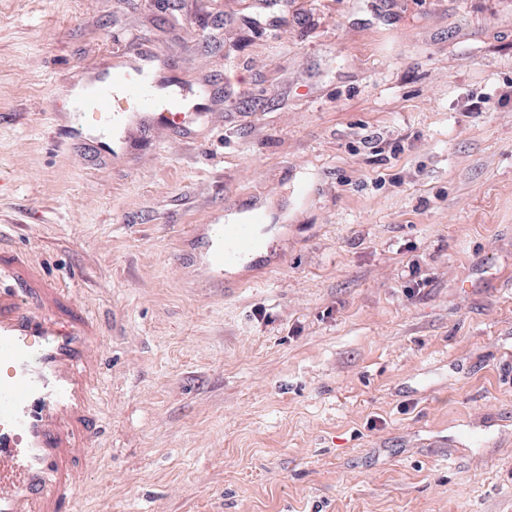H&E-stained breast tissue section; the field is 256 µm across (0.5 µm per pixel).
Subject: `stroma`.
<instances>
[{
    "label": "stroma",
    "mask_w": 512,
    "mask_h": 512,
    "mask_svg": "<svg viewBox=\"0 0 512 512\" xmlns=\"http://www.w3.org/2000/svg\"><path fill=\"white\" fill-rule=\"evenodd\" d=\"M145 48L212 93L124 159ZM0 258L97 325L70 512H512V0H0ZM87 89L82 113L104 137L124 121L130 126L139 125V116L163 128L176 129L188 107L186 99L178 95L168 96L160 105L156 86L140 64H114L108 76L90 80ZM123 102L136 112H117ZM262 219L260 213H255L250 224L210 225V251L203 263L219 288L224 284V269H232L244 259L268 250L269 241L257 231Z\"/></svg>",
    "instance_id": "1"
}]
</instances>
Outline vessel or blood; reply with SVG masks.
I'll return each instance as SVG.
<instances>
[{
    "label": "vessel or blood",
    "mask_w": 512,
    "mask_h": 512,
    "mask_svg": "<svg viewBox=\"0 0 512 512\" xmlns=\"http://www.w3.org/2000/svg\"><path fill=\"white\" fill-rule=\"evenodd\" d=\"M141 63L113 65L108 76L89 81L85 118L102 136L114 125L140 118L178 128L185 98L159 99ZM261 214L248 224H214L204 259L211 279L223 285L224 270L269 248L258 233ZM56 291L45 286L0 289V512H62L78 495L71 462L91 439V386L98 369L88 357L96 338L84 318L54 319Z\"/></svg>",
    "instance_id": "1"
}]
</instances>
